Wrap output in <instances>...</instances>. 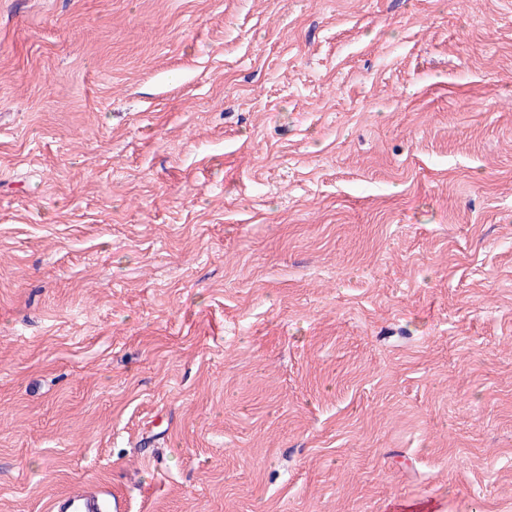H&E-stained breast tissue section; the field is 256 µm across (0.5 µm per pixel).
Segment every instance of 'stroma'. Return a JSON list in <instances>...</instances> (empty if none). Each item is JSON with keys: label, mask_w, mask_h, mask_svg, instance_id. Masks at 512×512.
Listing matches in <instances>:
<instances>
[{"label": "stroma", "mask_w": 512, "mask_h": 512, "mask_svg": "<svg viewBox=\"0 0 512 512\" xmlns=\"http://www.w3.org/2000/svg\"><path fill=\"white\" fill-rule=\"evenodd\" d=\"M512 512V0H0V512ZM53 510L57 512H123L125 501L106 488L93 486L71 489L55 499Z\"/></svg>", "instance_id": "35a3bbf8"}]
</instances>
